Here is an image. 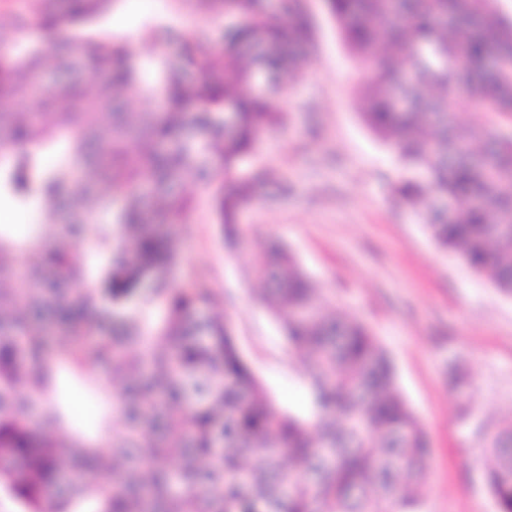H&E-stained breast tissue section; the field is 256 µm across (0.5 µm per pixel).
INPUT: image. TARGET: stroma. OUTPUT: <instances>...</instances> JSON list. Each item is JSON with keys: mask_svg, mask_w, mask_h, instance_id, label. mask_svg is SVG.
<instances>
[{"mask_svg": "<svg viewBox=\"0 0 512 512\" xmlns=\"http://www.w3.org/2000/svg\"><path fill=\"white\" fill-rule=\"evenodd\" d=\"M314 52L288 84L286 122L265 135L245 165L279 178L256 185L238 231L222 233L208 179L188 176L194 197L188 223L174 226L178 280L206 274L232 322L238 347L255 376L284 410L306 414L307 387L279 320L262 302L252 256L269 239L294 254L325 301L365 323L389 353L399 390L426 429L432 463L420 487L418 512H498L478 462L483 438L512 420V297L460 259L436 250L416 211L392 191L402 174L395 154L362 122L356 88L361 76L324 0H307ZM28 0H0V39L24 50L48 38L22 29ZM162 22L184 37H220L223 14H206L196 0H115L89 23L90 35H116L143 62L177 52L143 39ZM0 205L17 217L0 235L18 241L46 223L42 208L0 187ZM459 369L463 385L451 384ZM66 400L82 397L87 411L72 416L78 431L100 437L102 400L69 374L58 384Z\"/></svg>", "mask_w": 512, "mask_h": 512, "instance_id": "obj_1", "label": "stroma"}]
</instances>
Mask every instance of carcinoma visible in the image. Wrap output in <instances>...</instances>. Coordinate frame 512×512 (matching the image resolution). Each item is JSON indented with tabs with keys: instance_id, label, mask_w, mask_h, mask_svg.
Instances as JSON below:
<instances>
[{
	"instance_id": "cac0c4a2",
	"label": "carcinoma",
	"mask_w": 512,
	"mask_h": 512,
	"mask_svg": "<svg viewBox=\"0 0 512 512\" xmlns=\"http://www.w3.org/2000/svg\"><path fill=\"white\" fill-rule=\"evenodd\" d=\"M109 0L47 4L22 28L58 31L55 50L0 41V159L7 184L67 216L37 230L28 286L0 238V491L23 512H410L430 449L394 367L369 329L330 310L286 248L252 257L263 301L300 362L310 411L278 408L244 360L204 274L173 269L170 224L190 201L169 188L212 169L220 224L238 223L255 178L236 175L283 122V85L312 45L305 0H199L237 18L219 42L182 41L179 61L138 60L124 39L83 36ZM494 0H327L366 72L364 124L396 154L397 191L434 246L512 296V18ZM388 38L378 48V32ZM511 123L454 121L459 100ZM157 100L155 111L141 108ZM233 109L227 129L213 116ZM70 154L42 170L38 152ZM120 198L99 288L68 257L97 238ZM453 200L446 212L437 203ZM67 370L113 392L107 438L67 424L55 383ZM486 487L512 512V423L481 445Z\"/></svg>"
}]
</instances>
